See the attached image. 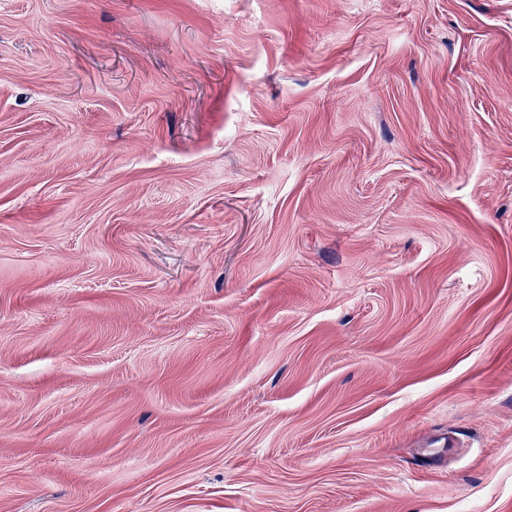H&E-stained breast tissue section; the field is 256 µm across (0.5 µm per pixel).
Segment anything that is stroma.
Returning <instances> with one entry per match:
<instances>
[{
  "label": "stroma",
  "mask_w": 512,
  "mask_h": 512,
  "mask_svg": "<svg viewBox=\"0 0 512 512\" xmlns=\"http://www.w3.org/2000/svg\"><path fill=\"white\" fill-rule=\"evenodd\" d=\"M0 512H512V0H0Z\"/></svg>",
  "instance_id": "35a3bbf8"
}]
</instances>
